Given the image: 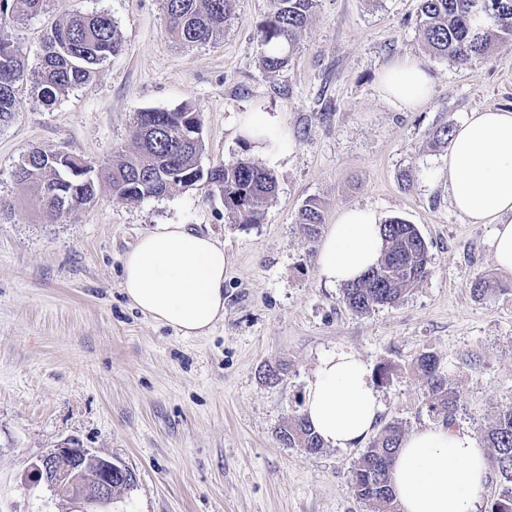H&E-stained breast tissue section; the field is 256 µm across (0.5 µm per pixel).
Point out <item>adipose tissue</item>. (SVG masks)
I'll use <instances>...</instances> for the list:
<instances>
[{
    "instance_id": "1",
    "label": "adipose tissue",
    "mask_w": 512,
    "mask_h": 512,
    "mask_svg": "<svg viewBox=\"0 0 512 512\" xmlns=\"http://www.w3.org/2000/svg\"><path fill=\"white\" fill-rule=\"evenodd\" d=\"M430 80L423 62L399 57L382 72L380 94L403 111L426 99ZM240 135L263 150L286 153L294 142L277 118L246 112ZM448 195L472 224L494 227V257L512 273V111L477 109L448 145ZM384 248L380 217L369 207L343 211L318 252L320 278L330 286L360 278ZM224 247L180 224H162L141 235L125 255L122 288L135 308L185 336L206 335L224 316ZM383 404L370 368L355 353L337 350L320 358L302 397L301 413L325 446L352 448L373 432ZM489 479L485 448L463 429L442 425L407 436L391 467L400 512H478Z\"/></svg>"
}]
</instances>
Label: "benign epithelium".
<instances>
[{
  "mask_svg": "<svg viewBox=\"0 0 512 512\" xmlns=\"http://www.w3.org/2000/svg\"><path fill=\"white\" fill-rule=\"evenodd\" d=\"M71 456V448L62 444L41 456L33 465L37 481L45 483L53 491L62 489L68 494L67 512H109L112 504V475L117 472L115 463L106 458L82 450L79 457L66 467H59L62 458ZM93 464L94 475L84 477L87 464Z\"/></svg>",
  "mask_w": 512,
  "mask_h": 512,
  "instance_id": "benign-epithelium-1",
  "label": "benign epithelium"
}]
</instances>
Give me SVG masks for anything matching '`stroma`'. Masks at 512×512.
<instances>
[{
  "instance_id": "35a3bbf8",
  "label": "stroma",
  "mask_w": 512,
  "mask_h": 512,
  "mask_svg": "<svg viewBox=\"0 0 512 512\" xmlns=\"http://www.w3.org/2000/svg\"><path fill=\"white\" fill-rule=\"evenodd\" d=\"M420 0H322L287 67L263 69L257 27L269 0H236L224 32L186 47L165 36L162 0H59L11 25L28 65L58 11L105 13L123 50L92 81L46 106L32 86L0 127V512H66L31 466L65 442L125 466L134 485L112 512H372L356 498V448L311 455L276 435L298 413L319 358L345 349L371 370L381 423L405 433L432 425L411 371L436 355L463 407L457 427L480 436L512 407V273L494 261L492 227L450 203L440 127L480 108L512 110V42L460 65L433 56L417 28ZM424 62L432 95L399 112L379 95L393 59ZM195 106L203 168L246 159L269 167L277 189L258 224L231 222L205 183L126 201L100 187L67 219L35 209L11 172L35 148L103 163L133 147L145 109ZM245 112L279 117L296 143L270 161L239 136ZM411 180H404V172ZM317 200L325 224L352 207L401 218L429 244V275L393 305L358 315L341 287L325 285L316 246L298 222ZM160 224H181L223 244L224 318L204 336H182L133 307L121 289L125 254ZM493 290L474 297L470 280ZM481 356L477 368L464 354ZM277 379H267V369Z\"/></svg>"
}]
</instances>
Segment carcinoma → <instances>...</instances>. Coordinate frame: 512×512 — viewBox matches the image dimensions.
Returning <instances> with one entry per match:
<instances>
[{
  "instance_id": "cac0c4a2",
  "label": "carcinoma",
  "mask_w": 512,
  "mask_h": 512,
  "mask_svg": "<svg viewBox=\"0 0 512 512\" xmlns=\"http://www.w3.org/2000/svg\"><path fill=\"white\" fill-rule=\"evenodd\" d=\"M234 0H163L165 31L172 41L194 46L224 33ZM55 0H0V30L23 17L32 18L52 8ZM321 0H270L269 11L258 25L261 63L276 72L288 65L299 36L316 14ZM419 29L433 54L467 63L491 53L495 44L512 41V0H421ZM122 51L118 26L106 14L64 10L43 39L38 63L30 68L21 45L0 35V124L17 112L16 89L28 81L42 100L53 105L69 90L91 81L95 66ZM134 150H123L99 165L65 151H30L12 170L15 184L33 188L35 207L58 220L91 203L100 182L124 200L159 197L177 187L204 181L224 197L227 217L239 224H258L275 195L274 172L247 159L204 170L202 118L192 106L173 110L147 109L133 122ZM299 223L307 239L320 235L323 212L308 201ZM384 252L363 278L344 285L343 302L354 313L368 314L396 303L410 287L429 274L428 244L414 224L392 218L382 225ZM413 369L423 387L422 406L428 415L452 427L461 409L460 392L440 371L431 352L421 353ZM290 448L317 454L324 444L308 420L294 414L277 431ZM404 432L395 421L384 425L350 470L356 497L375 512H394L395 493L390 467ZM492 449L493 470L499 494L489 512H512V407L500 411L483 430Z\"/></svg>"
}]
</instances>
